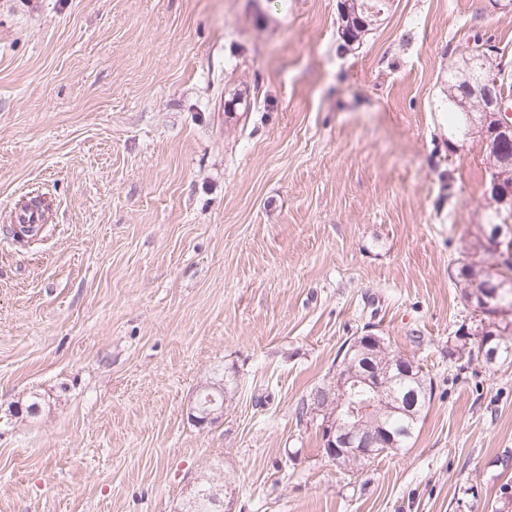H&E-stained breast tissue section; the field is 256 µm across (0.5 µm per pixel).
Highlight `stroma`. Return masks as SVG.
I'll list each match as a JSON object with an SVG mask.
<instances>
[{
  "label": "stroma",
  "mask_w": 512,
  "mask_h": 512,
  "mask_svg": "<svg viewBox=\"0 0 512 512\" xmlns=\"http://www.w3.org/2000/svg\"><path fill=\"white\" fill-rule=\"evenodd\" d=\"M337 4L0 0V512H512V357L448 355L487 161L440 110L512 7L390 0L341 51ZM368 332L434 394L350 471L298 409Z\"/></svg>",
  "instance_id": "1"
}]
</instances>
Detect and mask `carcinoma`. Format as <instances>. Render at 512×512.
Segmentation results:
<instances>
[{"label": "carcinoma", "mask_w": 512, "mask_h": 512, "mask_svg": "<svg viewBox=\"0 0 512 512\" xmlns=\"http://www.w3.org/2000/svg\"><path fill=\"white\" fill-rule=\"evenodd\" d=\"M384 9L386 6L382 0H341L338 6V49L344 50L348 46L360 45L364 33L373 30L372 24L377 21L376 14ZM502 58L503 55L499 54L496 45L475 35L467 55L448 69V90L445 93L446 103L443 105V111L448 113V123L452 130L465 136L469 130V122H484L479 97L472 95L469 88H478L485 74L498 70ZM484 151L488 164L497 169L504 181L512 184V134H496L491 143L484 147ZM500 245L504 259L498 263L494 261V253L484 249L482 242H476L473 245L475 251L488 255L493 262L487 266L483 262L478 264L463 261L455 278L466 305L481 315V318L477 319L474 331L481 336V344L485 347V357L489 362L499 355L512 354V343L508 342V337L512 336V321L507 322L501 318L506 312L512 313V292L501 296L497 307L482 310V296L488 289L490 280L512 276V235L502 237ZM372 354L371 361L376 366L397 359L412 368V375L404 376L392 384V391L399 398L405 400L417 397L411 414H396L387 421L388 429L396 437V448L400 449L405 447L414 435L426 406L431 402L433 382L420 364L389 350L386 346L372 351ZM394 449L388 448L383 454L388 455L394 452ZM194 498L195 502L189 505L194 512H215L218 502L215 487H198Z\"/></svg>", "instance_id": "1"}]
</instances>
